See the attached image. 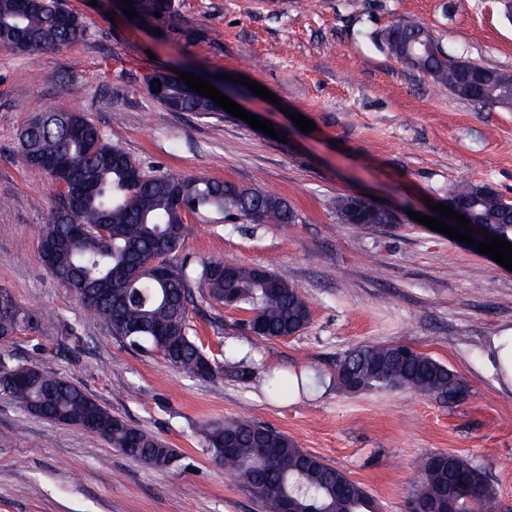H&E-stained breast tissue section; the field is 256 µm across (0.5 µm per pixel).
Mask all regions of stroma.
Wrapping results in <instances>:
<instances>
[{
    "label": "stroma",
    "mask_w": 512,
    "mask_h": 512,
    "mask_svg": "<svg viewBox=\"0 0 512 512\" xmlns=\"http://www.w3.org/2000/svg\"><path fill=\"white\" fill-rule=\"evenodd\" d=\"M63 3L87 27L82 42L0 49V288L32 316L0 340V354L74 383L178 460L153 470L0 394V512H267L210 459L196 428L241 416L343 470L380 512H406L416 464L436 452L470 458L495 490L491 512H512V396L496 388L487 361L492 337L512 328V272L412 218L463 180L512 200V110L438 92L368 38L407 17L431 27L449 58L512 72L503 0H175L171 17L151 23L128 19L119 0ZM161 68L257 81L279 104L241 85L235 101L271 121L277 137L224 111L166 110L146 91ZM287 107L314 131L302 133ZM49 110L86 114L154 170L287 199L300 223L190 216L184 250L274 270L305 295L308 326L268 340L242 329L238 312L196 299L191 334L224 367L214 383L112 336L40 261L56 189L22 161L18 135ZM339 194L382 198L399 221L338 223ZM368 343L428 354L463 379L466 396L450 404L408 390L340 391L337 361ZM295 372L305 391L273 396L272 380Z\"/></svg>",
    "instance_id": "1"
}]
</instances>
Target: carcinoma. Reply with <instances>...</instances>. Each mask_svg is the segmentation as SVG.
<instances>
[{
	"label": "carcinoma",
	"instance_id": "carcinoma-1",
	"mask_svg": "<svg viewBox=\"0 0 512 512\" xmlns=\"http://www.w3.org/2000/svg\"><path fill=\"white\" fill-rule=\"evenodd\" d=\"M139 20L170 17L173 0H133ZM87 35L80 18H67L60 0H0V49L14 50L22 37L32 38L26 50L60 48ZM389 56L427 76L440 91L487 108L512 110V73L467 60H450L433 30L409 18H400L370 34ZM160 80L166 94L153 93ZM152 98L170 112H216L215 103L194 91L175 73L155 71L146 81ZM19 152L31 167L50 180L52 159L68 164L65 180L95 190L75 208H66L61 196L42 227V235H63L74 225H108V235L87 234L75 245L56 253L44 264L53 279L78 300L89 301L112 335L145 352L153 348L156 333L176 337L161 355L189 377L222 379L215 367L201 370L203 349L190 336L189 305L196 295L222 306L249 313L240 321L265 339H279L304 329L310 322L309 304L302 292L272 270L258 274L252 266L220 259L195 261L183 247L188 215L216 211L243 217L256 224H296L299 216L288 201L267 191L238 186L205 175L151 174L142 161L107 138L79 111L43 112L29 119L19 137ZM448 200L463 204L469 221L512 240V207L499 192L480 182L458 181L448 188ZM337 220L354 227L397 223L389 211L349 195L332 200ZM164 250L169 280H159L145 266L154 251ZM29 315L7 290H0V338L28 326ZM0 392L22 410L50 422L97 425L95 434L112 447L151 468L176 457L162 439L115 417L83 389L36 366L0 356ZM340 389L412 390L455 402L466 387L447 365L399 343L365 344L348 351L336 364ZM199 432L205 451L224 465L240 486L261 501L268 512H280L284 498L294 499L297 512H378L377 501L360 483L302 448L283 431L249 417L207 420ZM234 436L237 451L220 455L224 439ZM413 500L434 504L452 494L465 512L485 509L495 498L482 469L456 454L432 453L417 466Z\"/></svg>",
	"mask_w": 512,
	"mask_h": 512
}]
</instances>
